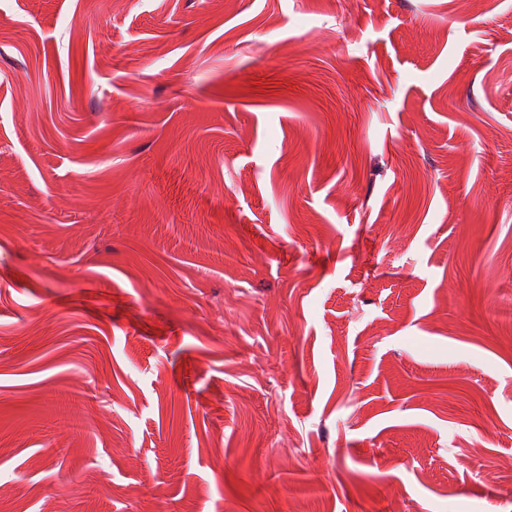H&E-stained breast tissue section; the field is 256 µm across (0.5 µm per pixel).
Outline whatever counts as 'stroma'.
<instances>
[{
  "mask_svg": "<svg viewBox=\"0 0 512 512\" xmlns=\"http://www.w3.org/2000/svg\"><path fill=\"white\" fill-rule=\"evenodd\" d=\"M499 297L512 0H0L6 512H512Z\"/></svg>",
  "mask_w": 512,
  "mask_h": 512,
  "instance_id": "obj_1",
  "label": "stroma"
}]
</instances>
